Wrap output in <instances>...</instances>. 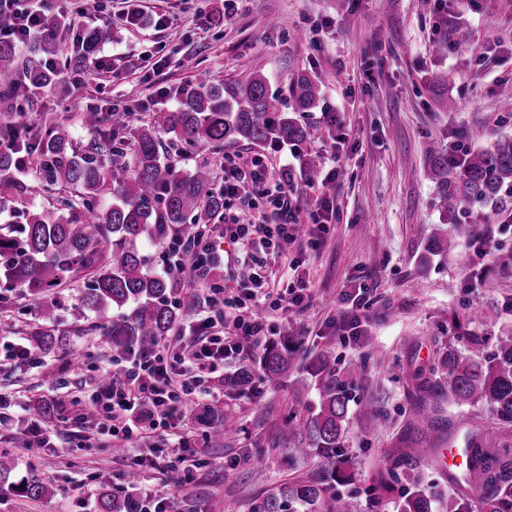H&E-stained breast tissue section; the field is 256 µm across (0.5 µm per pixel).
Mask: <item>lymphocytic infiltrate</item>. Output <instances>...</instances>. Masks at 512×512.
<instances>
[{
  "instance_id": "f902f5d3",
  "label": "lymphocytic infiltrate",
  "mask_w": 512,
  "mask_h": 512,
  "mask_svg": "<svg viewBox=\"0 0 512 512\" xmlns=\"http://www.w3.org/2000/svg\"><path fill=\"white\" fill-rule=\"evenodd\" d=\"M46 14L40 4L16 11L10 28H0V41L23 47L36 40ZM257 189L268 197L277 212L273 224H243L225 220L221 238H213L207 224H195L188 236L171 245L174 259L167 272L178 275L185 289H192L196 277L210 275L220 239L243 245L261 240L277 250H287L299 227L289 205L292 188L286 172L271 173L261 163L235 164L224 168L221 189L225 199L239 195L242 187ZM205 302L208 309L196 324L175 329L170 341L125 359L116 367H103L93 378L89 399L75 417L74 435L80 442H99L108 436L110 444H131L153 433L173 418L194 396L209 394L223 386L224 361L241 355L271 330L257 314V304L243 305L213 287ZM151 405L150 417L140 415L142 405Z\"/></svg>"
}]
</instances>
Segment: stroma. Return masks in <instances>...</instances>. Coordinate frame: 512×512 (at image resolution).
Returning a JSON list of instances; mask_svg holds the SVG:
<instances>
[{"mask_svg": "<svg viewBox=\"0 0 512 512\" xmlns=\"http://www.w3.org/2000/svg\"><path fill=\"white\" fill-rule=\"evenodd\" d=\"M48 14L79 17L94 27L102 14L112 18V40L101 47L112 69L73 85L69 64L64 76L37 97L23 96L27 120L40 125L55 119L73 128L77 145L90 136L79 125L81 112L116 106L139 118L172 109L176 99L161 89L223 82L233 87L252 73H263L278 107L294 113L298 123L320 127L327 116L336 125L325 137L289 145L280 153L245 142L200 153L169 151V159L189 169L207 159L215 177L225 156L251 162L263 156L267 166L287 170L299 206L328 195L336 213L318 246L301 233L287 255L255 247L256 262L235 278L215 274L198 283L234 289L242 298L260 292L252 273L279 287L281 274L293 270L309 282L313 297L301 312L268 300L264 316L301 354L330 349L338 374H353L346 446L351 484L336 493L351 497L356 512H398L414 484L430 488L433 512H446L452 483L423 460L398 471L395 490L386 500L371 492L381 474L401 453L417 447L428 428L415 415L421 378L437 367L448 347L484 357L498 337L512 335V212L478 204L455 213L441 207L440 179L427 156L431 145L457 155L487 149L512 136V109L500 96L512 84V0H143L146 16H166L163 30L128 26L117 0H44ZM318 75L324 95L309 112H294L288 82L298 72ZM319 155L323 168L335 167L339 178L331 190L309 183L303 173L306 155ZM453 236L456 250L446 257H426L432 237ZM495 247L484 258L477 240ZM84 277L68 281L56 294L62 318L55 328L63 343L45 357L60 368L62 387L53 391L23 363L0 366V394L13 397L19 409L53 402L48 423L76 414L84 403L72 366L95 369L111 350L96 314L80 313L76 299ZM363 286L370 307L360 340L340 330L343 294ZM35 323V304L19 290L0 292V339L27 337ZM238 365L226 363L228 383L214 403L234 422L237 433L223 447L209 445L196 414L199 402L182 419L154 431L136 453L143 466L141 489H158L172 512H256L266 494L288 479L311 477L320 469L315 458H292L282 432L289 416L315 404L313 378L295 369L277 386L255 378L247 393L230 388ZM376 399L374 414L362 403ZM438 417L447 423L441 448H462L474 429H490L512 438V426L497 421L486 403H441ZM17 431H0V452L12 454L16 469L0 479V512H95L101 489L121 492L129 461L107 448H76L63 440L43 448H21ZM204 458L186 485L163 478L152 463L177 452ZM34 476L53 489L51 497L33 501L10 485Z\"/></svg>", "mask_w": 512, "mask_h": 512, "instance_id": "1", "label": "stroma"}]
</instances>
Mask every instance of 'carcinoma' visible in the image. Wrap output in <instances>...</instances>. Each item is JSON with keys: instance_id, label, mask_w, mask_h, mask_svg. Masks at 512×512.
Segmentation results:
<instances>
[{"instance_id": "obj_1", "label": "carcinoma", "mask_w": 512, "mask_h": 512, "mask_svg": "<svg viewBox=\"0 0 512 512\" xmlns=\"http://www.w3.org/2000/svg\"><path fill=\"white\" fill-rule=\"evenodd\" d=\"M61 25L49 22L29 56L10 42L0 41V214L27 192L14 176L26 159H34L42 184L48 189L69 188L78 201L61 197L52 210L13 211L23 223L0 227V284L21 289L36 304L41 326L29 332L32 349L46 353L61 338L51 330L59 321L56 302L46 301L63 282L84 273L88 282L78 297L81 311L111 316L107 334L119 356L153 348L175 329L181 313L197 298L179 292L171 275L156 273L143 252L147 241H164L186 224H209L224 214V193L214 188L205 162L190 170L178 169L165 158L161 136L169 146L184 151L221 148L246 141L259 147L277 143L301 144L316 130L299 124L279 111L267 92V78L254 73L231 89L224 83H200L183 89L178 106L160 110L138 126L129 125V112L110 115L89 110L80 116L91 134L84 148L74 142L68 125L52 122L45 131L23 121L20 95L30 86H47L57 71L46 66V57L58 50ZM112 28L83 29L75 40L78 62L111 41ZM288 91L297 112L315 109L322 96V81L299 73ZM434 170L442 178L441 202L445 211L463 203H481L496 210H512V137L499 138L491 149L467 155L459 171L448 179V156L432 147ZM308 181L321 178V160L308 155L304 162ZM455 240L434 237L426 250L432 256L454 251ZM296 364L288 345L267 351L262 379L279 385ZM304 369L320 388V398L307 414L291 419L283 439L302 457L316 456L326 467L319 474L285 482L262 500L260 512H290L295 502L306 512H354L352 502L337 493L354 474L340 454L349 412L346 384L330 366L329 352L306 360ZM254 364L250 357L239 363L236 387L250 391ZM423 404L448 400L455 404H490L504 424H512V336H502L496 350L485 358L448 350L440 370L418 387ZM206 428L208 442L220 447L234 429L218 407H207L197 417ZM433 453L431 448H407L375 487L378 498L393 490L392 479ZM465 470L461 480L468 487L448 494V512H512V443L482 429L471 432L464 448ZM129 491L116 495L103 491L96 512H144L135 489L139 474L127 477ZM20 495L41 500L50 489L32 476L13 485ZM434 496L417 487L403 497L399 512H431Z\"/></svg>"}]
</instances>
